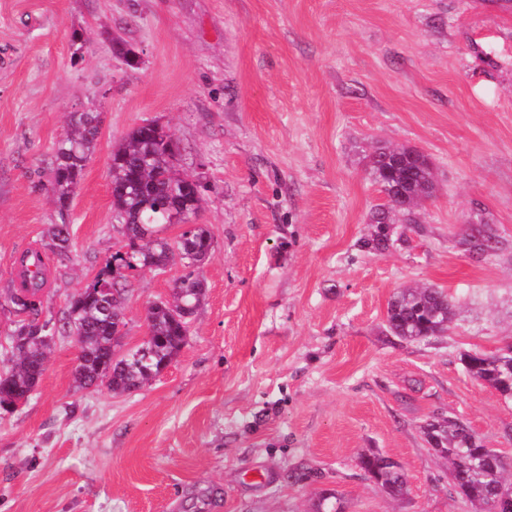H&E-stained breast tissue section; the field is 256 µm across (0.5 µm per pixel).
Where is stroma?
Segmentation results:
<instances>
[{
  "instance_id": "35a3bbf8",
  "label": "stroma",
  "mask_w": 512,
  "mask_h": 512,
  "mask_svg": "<svg viewBox=\"0 0 512 512\" xmlns=\"http://www.w3.org/2000/svg\"><path fill=\"white\" fill-rule=\"evenodd\" d=\"M77 111L100 135L62 212L41 183ZM148 121L208 185L205 297L176 361L128 394L77 389L78 345L57 338L28 402L0 410V512H312L324 492L345 512H467L421 425L460 419L512 460V400L462 362L512 344V0H0V367L19 254L70 224L42 293L57 319L124 247L109 157ZM379 146L421 151L436 183L380 253ZM481 222L486 257L464 243ZM183 273L136 275L128 344ZM409 285L455 298L447 334L387 332ZM369 450L402 464L406 498L362 474ZM48 241L43 245L59 258L68 257L71 252L69 224H52L47 233Z\"/></svg>"
}]
</instances>
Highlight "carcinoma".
Masks as SVG:
<instances>
[{"label": "carcinoma", "instance_id": "obj_1", "mask_svg": "<svg viewBox=\"0 0 512 512\" xmlns=\"http://www.w3.org/2000/svg\"><path fill=\"white\" fill-rule=\"evenodd\" d=\"M100 134L96 112H73L66 132L55 144V167L45 184L58 204L60 212L68 210L83 171L94 154ZM176 146L148 125L132 128L124 141L112 148L110 179L112 207L119 222L126 225L131 246V260L117 251L93 278L70 299L60 319H38L45 284L26 291L19 289L11 296L14 309L27 312L32 318L16 325L9 338L12 365L0 371V407H10L19 399H28L41 381L46 352L59 336L70 334L79 346L74 382L79 388L106 383L116 393H131L150 377L159 374L180 354L193 316L204 297L201 281L190 269L184 254L185 244L174 243L163 236L172 224V207L181 202L188 212L199 213L200 198L193 196L192 178L180 175L174 162ZM367 170L386 198V203L372 213L371 223L377 232L366 246L382 252L388 248L386 226L398 214L392 194L403 192L416 200L433 195V177L426 155L413 148L381 146L371 154ZM407 224L417 223L409 212L401 213ZM495 236L487 224L470 229L466 242L469 251L484 256L494 250ZM189 242L193 253L212 250V237L204 224L191 231ZM45 248L60 258L71 252L70 228L52 224ZM180 262L188 269L171 288L169 298L158 300L147 309L148 329L152 336L149 354L135 348L118 356L112 346V313L121 312L132 289L128 272L144 266H168ZM181 308L187 317L176 318ZM455 299L440 288H400L388 303L387 331L402 340L423 341L448 332L455 316ZM469 373L477 380L503 394L512 388V346L495 355L481 352L463 358ZM437 455L448 461L450 483L456 487L460 501L475 507L476 512H493L496 488L505 482V473L512 463L485 447L469 444V436L451 419L433 424ZM361 471L377 480L389 496L408 492L404 469L391 470L380 453L363 454L358 458ZM315 512H343L341 501L333 493H323L315 504Z\"/></svg>", "mask_w": 512, "mask_h": 512}]
</instances>
